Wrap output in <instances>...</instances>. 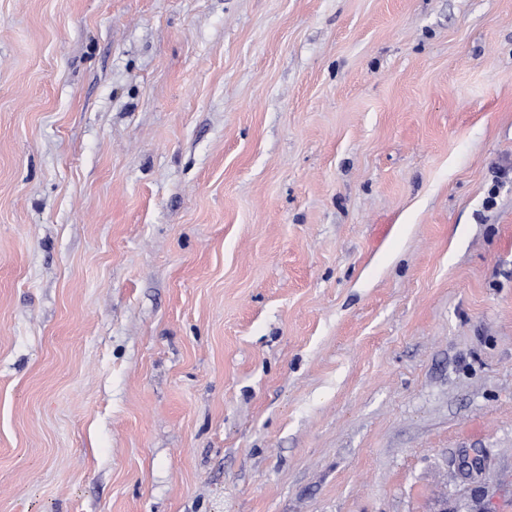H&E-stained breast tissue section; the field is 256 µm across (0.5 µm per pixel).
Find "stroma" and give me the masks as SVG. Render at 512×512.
I'll list each match as a JSON object with an SVG mask.
<instances>
[{"mask_svg":"<svg viewBox=\"0 0 512 512\" xmlns=\"http://www.w3.org/2000/svg\"><path fill=\"white\" fill-rule=\"evenodd\" d=\"M0 512H512V0H0Z\"/></svg>","mask_w":512,"mask_h":512,"instance_id":"stroma-1","label":"stroma"}]
</instances>
